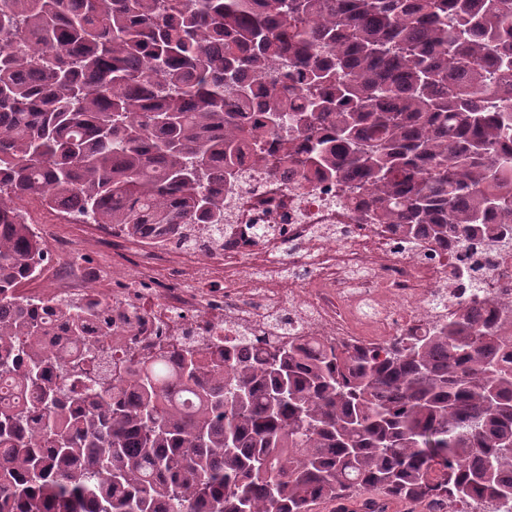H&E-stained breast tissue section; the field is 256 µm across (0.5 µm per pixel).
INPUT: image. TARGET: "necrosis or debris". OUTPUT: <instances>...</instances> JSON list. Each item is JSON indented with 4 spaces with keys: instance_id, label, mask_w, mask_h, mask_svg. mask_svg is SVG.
<instances>
[{
    "instance_id": "1",
    "label": "necrosis or debris",
    "mask_w": 512,
    "mask_h": 512,
    "mask_svg": "<svg viewBox=\"0 0 512 512\" xmlns=\"http://www.w3.org/2000/svg\"><path fill=\"white\" fill-rule=\"evenodd\" d=\"M135 257L138 276L125 287L37 290L57 302L85 301L112 309L113 355L141 356L159 335L227 336L247 348L309 339L345 348L384 345L409 331L441 324L444 311H489V299L512 301V250L471 259L480 293L450 286L446 247L419 238L409 244L348 204L342 187L292 169L278 176L243 159L238 181L224 189L222 263L199 251L170 249L97 224ZM178 260L174 287H149L154 265ZM251 262L252 272L242 270Z\"/></svg>"
}]
</instances>
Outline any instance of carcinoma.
I'll list each match as a JSON object with an SVG mask.
<instances>
[{
	"label": "carcinoma",
	"mask_w": 512,
	"mask_h": 512,
	"mask_svg": "<svg viewBox=\"0 0 512 512\" xmlns=\"http://www.w3.org/2000/svg\"><path fill=\"white\" fill-rule=\"evenodd\" d=\"M245 150L413 240H512V0H0V512H512L509 305L122 362L111 309L19 293L22 200L196 248Z\"/></svg>",
	"instance_id": "carcinoma-1"
}]
</instances>
